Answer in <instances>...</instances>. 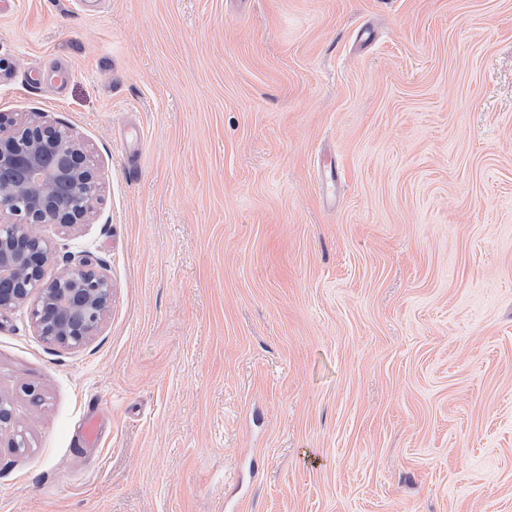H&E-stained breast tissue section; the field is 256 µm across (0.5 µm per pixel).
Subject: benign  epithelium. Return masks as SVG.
I'll use <instances>...</instances> for the list:
<instances>
[{
  "label": "benign epithelium",
  "mask_w": 512,
  "mask_h": 512,
  "mask_svg": "<svg viewBox=\"0 0 512 512\" xmlns=\"http://www.w3.org/2000/svg\"><path fill=\"white\" fill-rule=\"evenodd\" d=\"M55 183L60 192L50 194ZM102 183L86 145L65 128L20 120L0 127V311L33 300L38 336L62 349L87 344L112 303V280L90 256L67 260L64 272L46 281L43 267L53 258L50 244L34 231L52 224L71 232L88 223ZM24 444L13 432L12 412L0 401V435Z\"/></svg>",
  "instance_id": "7a95c632"
}]
</instances>
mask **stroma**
Masks as SVG:
<instances>
[{"mask_svg": "<svg viewBox=\"0 0 512 512\" xmlns=\"http://www.w3.org/2000/svg\"><path fill=\"white\" fill-rule=\"evenodd\" d=\"M0 113L112 280L77 350L0 314V512H512V0H22Z\"/></svg>", "mask_w": 512, "mask_h": 512, "instance_id": "stroma-1", "label": "stroma"}]
</instances>
